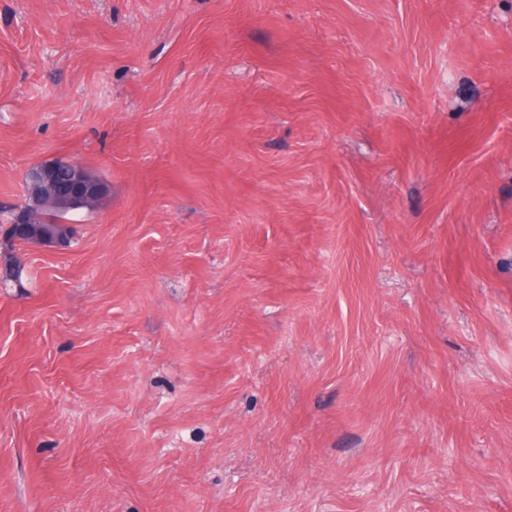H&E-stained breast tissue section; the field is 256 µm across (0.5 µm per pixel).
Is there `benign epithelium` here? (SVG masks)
Wrapping results in <instances>:
<instances>
[{
    "label": "benign epithelium",
    "mask_w": 512,
    "mask_h": 512,
    "mask_svg": "<svg viewBox=\"0 0 512 512\" xmlns=\"http://www.w3.org/2000/svg\"><path fill=\"white\" fill-rule=\"evenodd\" d=\"M107 186L75 162L55 160L29 168L24 179V198L16 209L14 225L41 223L40 208L46 197L60 205L79 211L97 208L106 197Z\"/></svg>",
    "instance_id": "benign-epithelium-1"
}]
</instances>
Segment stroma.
I'll return each mask as SVG.
<instances>
[{
	"label": "stroma",
	"instance_id": "1",
	"mask_svg": "<svg viewBox=\"0 0 512 512\" xmlns=\"http://www.w3.org/2000/svg\"><path fill=\"white\" fill-rule=\"evenodd\" d=\"M0 512H512V0H0ZM24 198L16 209L14 226L4 229L3 235L11 241L28 242L32 235L17 233V227L27 224L52 225L65 234L69 229L56 223L82 209L98 208L106 197L107 186L102 179L94 178L87 168L75 162L55 160L38 163L29 168L24 179ZM48 196L60 205L74 210L64 211L55 205H46L40 216L44 198Z\"/></svg>",
	"mask_w": 512,
	"mask_h": 512
}]
</instances>
